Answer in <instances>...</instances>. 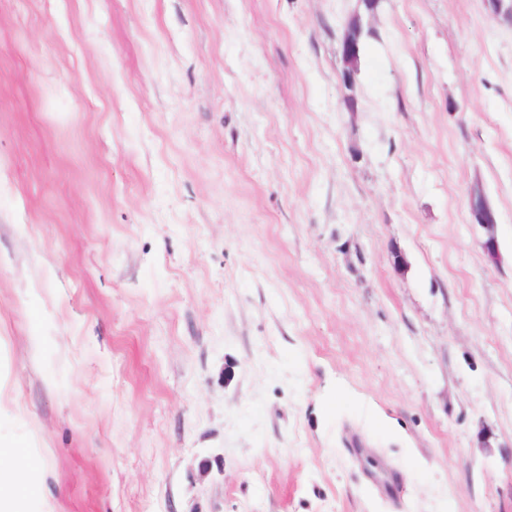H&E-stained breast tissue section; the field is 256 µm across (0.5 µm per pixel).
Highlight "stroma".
<instances>
[{
    "mask_svg": "<svg viewBox=\"0 0 512 512\" xmlns=\"http://www.w3.org/2000/svg\"><path fill=\"white\" fill-rule=\"evenodd\" d=\"M0 440L26 512H512V21L0 0Z\"/></svg>",
    "mask_w": 512,
    "mask_h": 512,
    "instance_id": "obj_1",
    "label": "stroma"
}]
</instances>
